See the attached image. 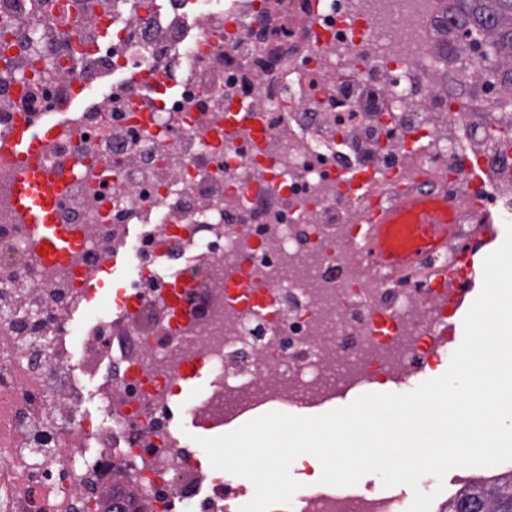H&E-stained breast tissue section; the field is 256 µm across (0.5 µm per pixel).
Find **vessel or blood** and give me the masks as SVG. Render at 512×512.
I'll return each instance as SVG.
<instances>
[{
    "mask_svg": "<svg viewBox=\"0 0 512 512\" xmlns=\"http://www.w3.org/2000/svg\"><path fill=\"white\" fill-rule=\"evenodd\" d=\"M64 130V121L51 116L28 120L0 135V158L12 167L16 221L34 231L30 252L45 264L65 262L80 243L75 230L56 220L64 186L51 174L42 153L43 143ZM366 224L374 261L402 269L412 265L418 253L447 243L451 214L447 198L412 193L391 206L372 208Z\"/></svg>",
    "mask_w": 512,
    "mask_h": 512,
    "instance_id": "obj_1",
    "label": "vessel or blood"
}]
</instances>
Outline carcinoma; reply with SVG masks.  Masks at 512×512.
Masks as SVG:
<instances>
[{
	"instance_id": "cac0c4a2",
	"label": "carcinoma",
	"mask_w": 512,
	"mask_h": 512,
	"mask_svg": "<svg viewBox=\"0 0 512 512\" xmlns=\"http://www.w3.org/2000/svg\"><path fill=\"white\" fill-rule=\"evenodd\" d=\"M439 59L475 103L503 84L512 90V0H438ZM459 512H512V483L483 487L461 499Z\"/></svg>"
}]
</instances>
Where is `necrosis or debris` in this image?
Masks as SVG:
<instances>
[{"label": "necrosis or debris", "mask_w": 512, "mask_h": 512, "mask_svg": "<svg viewBox=\"0 0 512 512\" xmlns=\"http://www.w3.org/2000/svg\"><path fill=\"white\" fill-rule=\"evenodd\" d=\"M436 15L435 0H0V131L68 107L69 67L112 77L44 149L66 179L58 221L81 237L68 264L32 261L0 168V512H106L116 489L143 512H231L235 475L204 468L177 412L215 427L431 364L481 222L512 221V114L478 120L436 60ZM236 106L265 144L225 131ZM411 191L452 203L447 246L400 273L368 265L372 202ZM117 249L131 263L101 309L84 278ZM246 272L254 303L229 296ZM291 512L406 510L369 487L297 494Z\"/></svg>", "instance_id": "4bbe7bcc"}]
</instances>
